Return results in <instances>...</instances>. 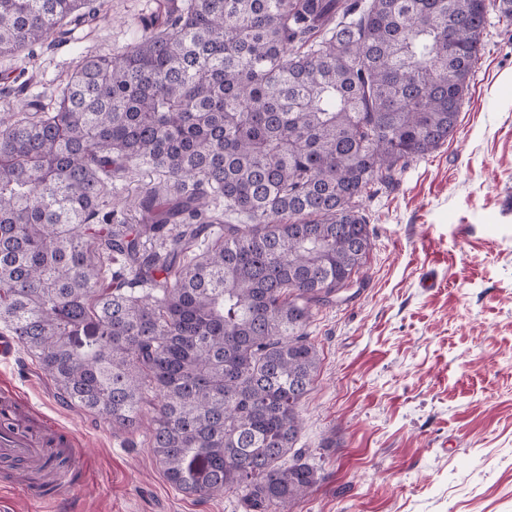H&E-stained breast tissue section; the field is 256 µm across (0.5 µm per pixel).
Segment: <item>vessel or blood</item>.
<instances>
[{
    "label": "vessel or blood",
    "mask_w": 512,
    "mask_h": 512,
    "mask_svg": "<svg viewBox=\"0 0 512 512\" xmlns=\"http://www.w3.org/2000/svg\"><path fill=\"white\" fill-rule=\"evenodd\" d=\"M0 411L19 418L13 426L0 427V463L34 474L44 469L48 442L68 449L73 472L50 475L53 491L47 497L53 504L68 500L81 485L80 475L87 470L81 440L58 420L35 412L16 388L4 380L0 381Z\"/></svg>",
    "instance_id": "obj_1"
}]
</instances>
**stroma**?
<instances>
[{
	"mask_svg": "<svg viewBox=\"0 0 512 512\" xmlns=\"http://www.w3.org/2000/svg\"><path fill=\"white\" fill-rule=\"evenodd\" d=\"M65 41L0 57V111L50 100L85 55L120 53L161 0H98ZM360 280L310 327L321 363L298 442L321 474L289 512H512V24L489 10L457 131L363 203ZM0 375L86 443L70 512H240L188 496L128 435L62 403L17 349Z\"/></svg>",
	"mask_w": 512,
	"mask_h": 512,
	"instance_id": "35a3bbf8",
	"label": "stroma"
}]
</instances>
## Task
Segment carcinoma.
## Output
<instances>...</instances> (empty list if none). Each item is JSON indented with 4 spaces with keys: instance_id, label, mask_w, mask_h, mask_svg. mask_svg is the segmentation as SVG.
I'll list each match as a JSON object with an SVG mask.
<instances>
[{
    "instance_id": "carcinoma-1",
    "label": "carcinoma",
    "mask_w": 512,
    "mask_h": 512,
    "mask_svg": "<svg viewBox=\"0 0 512 512\" xmlns=\"http://www.w3.org/2000/svg\"><path fill=\"white\" fill-rule=\"evenodd\" d=\"M487 9L171 0L124 53L83 58L49 102L0 116L3 334L113 430L152 411L180 492H235L242 512L304 500L314 309L364 263L362 201L456 131ZM98 14L0 0V57ZM133 167L158 181L129 213L112 182Z\"/></svg>"
}]
</instances>
